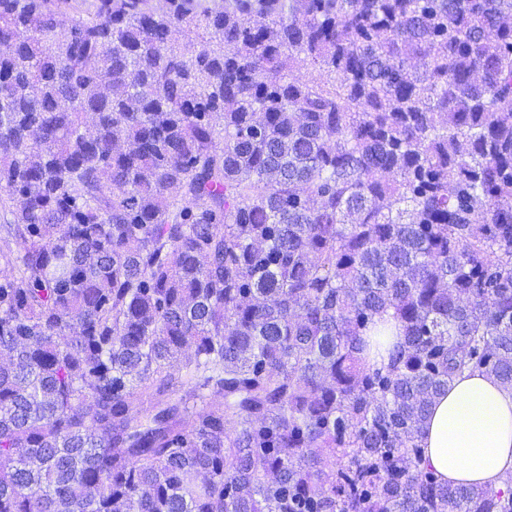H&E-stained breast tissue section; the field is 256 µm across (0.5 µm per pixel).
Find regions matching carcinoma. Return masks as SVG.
I'll return each instance as SVG.
<instances>
[{
	"label": "carcinoma",
	"instance_id": "obj_1",
	"mask_svg": "<svg viewBox=\"0 0 512 512\" xmlns=\"http://www.w3.org/2000/svg\"><path fill=\"white\" fill-rule=\"evenodd\" d=\"M1 46L0 512H512L422 448L512 391V0H0Z\"/></svg>",
	"mask_w": 512,
	"mask_h": 512
}]
</instances>
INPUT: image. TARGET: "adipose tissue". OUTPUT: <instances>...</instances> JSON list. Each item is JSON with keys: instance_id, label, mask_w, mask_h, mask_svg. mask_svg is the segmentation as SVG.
Returning <instances> with one entry per match:
<instances>
[{"instance_id": "obj_1", "label": "adipose tissue", "mask_w": 512, "mask_h": 512, "mask_svg": "<svg viewBox=\"0 0 512 512\" xmlns=\"http://www.w3.org/2000/svg\"><path fill=\"white\" fill-rule=\"evenodd\" d=\"M422 445L445 479L502 486L512 470V392L478 372L455 378L432 404Z\"/></svg>"}]
</instances>
